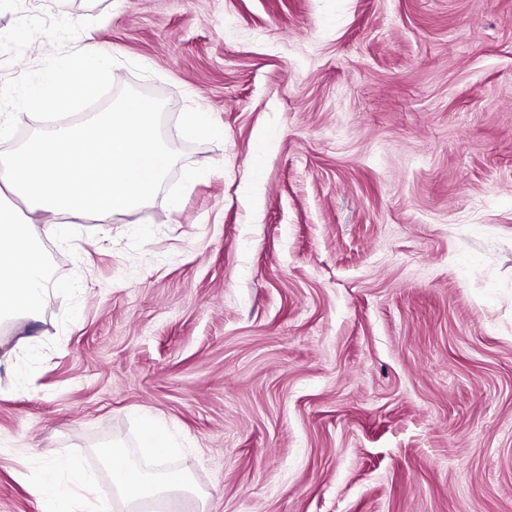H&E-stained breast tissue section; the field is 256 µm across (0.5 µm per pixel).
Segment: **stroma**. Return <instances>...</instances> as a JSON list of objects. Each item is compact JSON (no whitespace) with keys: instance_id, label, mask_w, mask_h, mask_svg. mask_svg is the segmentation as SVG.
I'll list each match as a JSON object with an SVG mask.
<instances>
[{"instance_id":"35a3bbf8","label":"stroma","mask_w":512,"mask_h":512,"mask_svg":"<svg viewBox=\"0 0 512 512\" xmlns=\"http://www.w3.org/2000/svg\"><path fill=\"white\" fill-rule=\"evenodd\" d=\"M80 108L24 89L85 34ZM130 85L166 101L178 208L34 224L52 286L0 322V512L32 461L140 465L208 512H512V0H0V153ZM208 112L214 137L182 136ZM261 157L257 181L247 171ZM144 436L149 441H144V448H147L149 454L156 462L162 461L174 448L173 442L167 435L163 426L152 418H146L142 424Z\"/></svg>"}]
</instances>
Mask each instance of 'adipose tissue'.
<instances>
[{
	"label": "adipose tissue",
	"mask_w": 512,
	"mask_h": 512,
	"mask_svg": "<svg viewBox=\"0 0 512 512\" xmlns=\"http://www.w3.org/2000/svg\"><path fill=\"white\" fill-rule=\"evenodd\" d=\"M112 51L86 39L68 55L63 73L47 72L29 85L22 105L38 111L50 107L77 108L92 96L107 74ZM48 288L44 256L36 243L31 219L0 196V316L13 314L37 319ZM97 455L112 474V486L128 504H173L195 492L189 476L175 471H142L118 446L104 443ZM34 488L41 512H112L108 498L96 495L95 479L72 457L40 464Z\"/></svg>",
	"instance_id": "adipose-tissue-1"
}]
</instances>
